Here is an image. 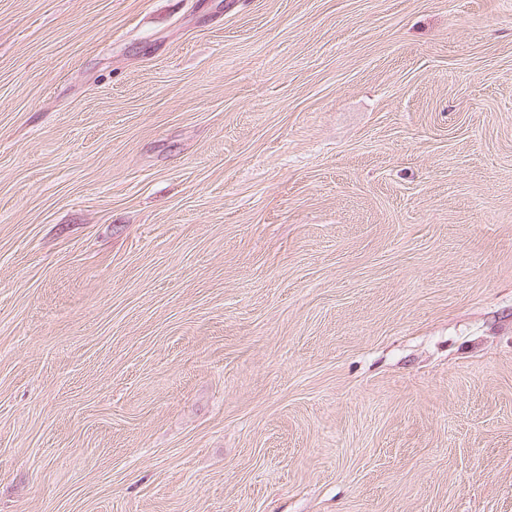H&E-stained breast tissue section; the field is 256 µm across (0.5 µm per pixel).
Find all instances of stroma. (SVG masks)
<instances>
[{
  "label": "stroma",
  "mask_w": 512,
  "mask_h": 512,
  "mask_svg": "<svg viewBox=\"0 0 512 512\" xmlns=\"http://www.w3.org/2000/svg\"><path fill=\"white\" fill-rule=\"evenodd\" d=\"M0 512H512V0H0Z\"/></svg>",
  "instance_id": "1"
}]
</instances>
